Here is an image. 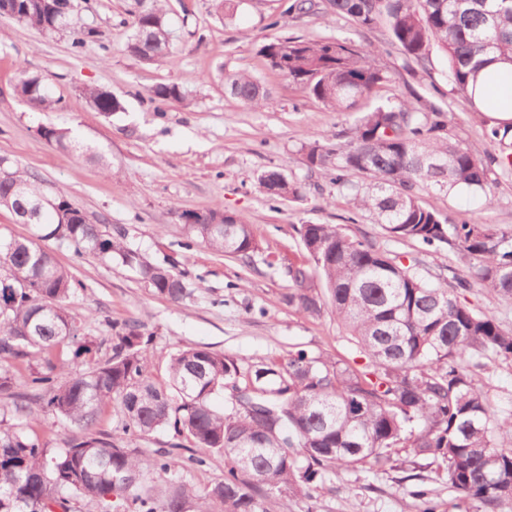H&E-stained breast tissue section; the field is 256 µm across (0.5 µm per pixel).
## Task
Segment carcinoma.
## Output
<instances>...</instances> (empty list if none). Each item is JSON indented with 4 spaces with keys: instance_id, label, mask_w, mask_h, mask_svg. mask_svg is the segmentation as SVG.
Masks as SVG:
<instances>
[{
    "instance_id": "carcinoma-1",
    "label": "carcinoma",
    "mask_w": 512,
    "mask_h": 512,
    "mask_svg": "<svg viewBox=\"0 0 512 512\" xmlns=\"http://www.w3.org/2000/svg\"><path fill=\"white\" fill-rule=\"evenodd\" d=\"M70 0H0V16L52 33L66 26ZM288 13H331L363 29L384 26L405 63L428 72L444 60L442 77L472 112H480V75L512 65V0H292ZM128 51L145 64L172 57V33L161 0H134ZM96 31H71L80 53ZM260 55L270 69L309 99L350 118L336 140L313 141L308 170L349 191L384 235L425 250H448L471 262L469 278L431 281L399 256L335 224L298 229L308 260L288 265L283 300L298 314L326 311L354 341L364 364L352 366L304 349L288 358L243 365L205 346L171 357L168 383L155 382L147 342L136 322L112 325V356L92 359V343L70 301L84 284L39 241L55 238L134 270L154 294L174 302L191 295L186 272L167 259L152 262L108 233L62 195H49L31 174L0 155V208L35 226L29 237L0 234V397L16 422L0 427V512H52L78 501L97 512H269L268 501L292 493L306 501L343 472L396 469L401 450L435 467L448 488L497 512L512 500V417L499 419L484 391L466 374L475 354L512 360V330L461 295L479 285L512 300V227L453 222L423 196L460 190L494 204L491 177L512 176V121L490 120L497 153L481 156L462 143L449 113L420 95L384 93L391 76L374 64L375 48L341 40L273 37ZM230 94L261 108L268 91L244 73L224 76ZM18 97L44 111L60 100L37 76L21 74ZM86 103L106 118L123 110L111 92L91 88ZM152 101L184 100L174 83L158 84ZM40 136L66 150L70 132L43 126ZM258 187L271 200L301 201L322 185L269 169ZM188 233L249 267L259 245L251 225L215 206L185 210ZM88 369L65 382L74 359ZM224 394V410L211 398ZM115 408L122 437L94 433ZM70 425L50 447L41 413ZM170 430L195 448L224 455V479L199 491L176 484L186 469L207 464L165 449L150 456L129 445Z\"/></svg>"
}]
</instances>
